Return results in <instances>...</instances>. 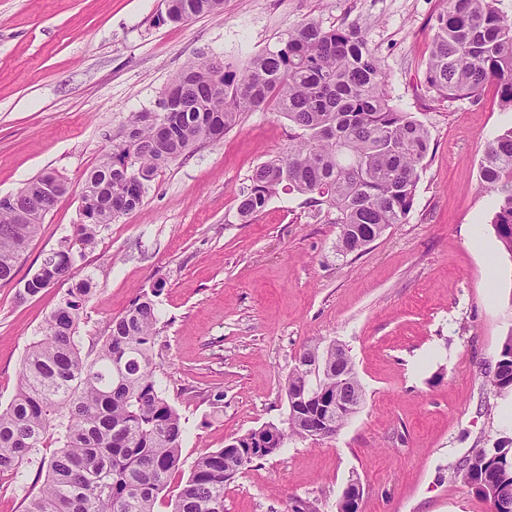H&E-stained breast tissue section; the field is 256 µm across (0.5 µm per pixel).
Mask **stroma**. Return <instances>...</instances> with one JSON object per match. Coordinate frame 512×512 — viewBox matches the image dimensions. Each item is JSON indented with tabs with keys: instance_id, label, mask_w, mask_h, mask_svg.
<instances>
[{
	"instance_id": "35a3bbf8",
	"label": "stroma",
	"mask_w": 512,
	"mask_h": 512,
	"mask_svg": "<svg viewBox=\"0 0 512 512\" xmlns=\"http://www.w3.org/2000/svg\"><path fill=\"white\" fill-rule=\"evenodd\" d=\"M443 0H224L221 12L156 24L162 0H0V197L45 170L68 192L43 220L11 283H0V404L15 392L29 345L72 283L96 291L83 349L156 283V379L184 424L171 501L201 453L288 418V373L304 347L338 342L365 400L331 438L290 439L224 488V512H337L359 479L360 512H491L457 465L475 448H512L485 371L512 333V254L492 224L496 196L479 164L512 127L495 86L446 100L424 77ZM365 27L389 75L391 105L422 122L431 151L413 208L365 251L336 250L335 213L282 191L249 223L237 205L254 167L288 145L279 112L243 114L221 141L158 173L141 205L105 228L69 279L20 303L44 253L79 221L87 172L126 126L152 110L200 53L246 65L307 19ZM222 401H215V394ZM0 478V512H23L36 463Z\"/></svg>"
}]
</instances>
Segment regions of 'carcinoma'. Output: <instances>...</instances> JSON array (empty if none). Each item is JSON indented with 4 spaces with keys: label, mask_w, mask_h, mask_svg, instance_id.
<instances>
[{
    "label": "carcinoma",
    "mask_w": 512,
    "mask_h": 512,
    "mask_svg": "<svg viewBox=\"0 0 512 512\" xmlns=\"http://www.w3.org/2000/svg\"><path fill=\"white\" fill-rule=\"evenodd\" d=\"M160 24H181L219 12L224 0H163ZM496 0H446L437 15L425 71L429 91L442 99L478 96L486 84L512 108V17ZM388 75L358 26L325 29L305 20L274 48L244 67L204 55L183 67L158 100L157 109L134 112L127 128L85 177L80 223L46 253L24 281V303L70 275L102 228L134 211L157 173L203 141H216L245 112L274 107L295 133L278 157L257 165L239 195L237 213L247 223L279 190L309 196L336 210V248L356 252L409 215L430 132L389 103ZM479 177L499 197L493 224L512 253V127L485 147ZM67 182L45 171L0 203V282L16 267L37 236L44 216L27 218L23 205L48 191L61 198ZM151 295L112 320L109 334L84 354L77 333L94 293L92 278L75 283L31 343L11 401L0 409V475L13 478L32 451L55 444L40 460V490L24 512H155L159 494L179 468L183 427L177 410L155 379L152 348L158 317ZM298 355L287 390L304 384L308 370ZM489 383L512 391V333L500 349ZM318 399L293 406L287 427L273 424L234 438L238 447L206 451L176 496L172 512H224V486L255 461L278 452L272 438H306L311 422L336 416V379L324 377ZM462 481L481 496L512 498V457L504 448H476L457 467Z\"/></svg>",
    "instance_id": "1"
}]
</instances>
